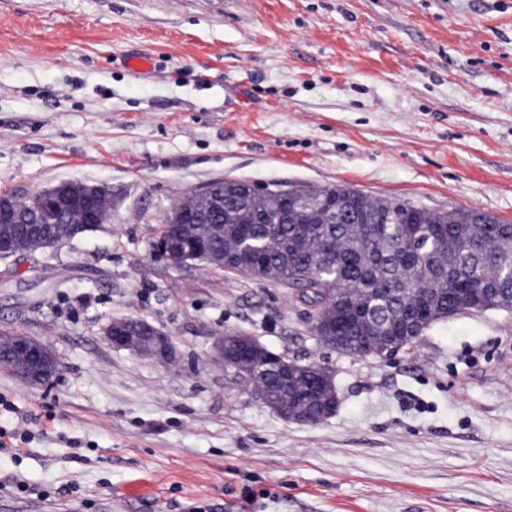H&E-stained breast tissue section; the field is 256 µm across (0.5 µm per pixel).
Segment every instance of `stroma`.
<instances>
[{
	"label": "stroma",
	"mask_w": 512,
	"mask_h": 512,
	"mask_svg": "<svg viewBox=\"0 0 512 512\" xmlns=\"http://www.w3.org/2000/svg\"><path fill=\"white\" fill-rule=\"evenodd\" d=\"M221 179L512 220V0H0V193L112 192L107 223L0 261V330L57 361L37 385L0 368V512H512V313L390 363L324 348L289 289L152 257ZM123 315L175 361L113 348ZM227 330L328 367L335 413L271 411L214 359Z\"/></svg>",
	"instance_id": "obj_1"
}]
</instances>
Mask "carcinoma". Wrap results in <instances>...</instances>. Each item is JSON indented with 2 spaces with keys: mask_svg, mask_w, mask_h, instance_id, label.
Returning a JSON list of instances; mask_svg holds the SVG:
<instances>
[{
  "mask_svg": "<svg viewBox=\"0 0 512 512\" xmlns=\"http://www.w3.org/2000/svg\"><path fill=\"white\" fill-rule=\"evenodd\" d=\"M224 184V211L184 194L157 228L156 241L194 213L182 235L199 265L271 281L315 309L343 355L364 354L374 339L395 336L413 349L436 324L469 311L512 313V223L460 207L436 212L406 200L377 198L349 186H291L316 195L307 211L254 184ZM224 225V238L208 234ZM257 382L268 405L322 414L336 392L331 371L266 347L230 366Z\"/></svg>",
  "mask_w": 512,
  "mask_h": 512,
  "instance_id": "1",
  "label": "carcinoma"
}]
</instances>
